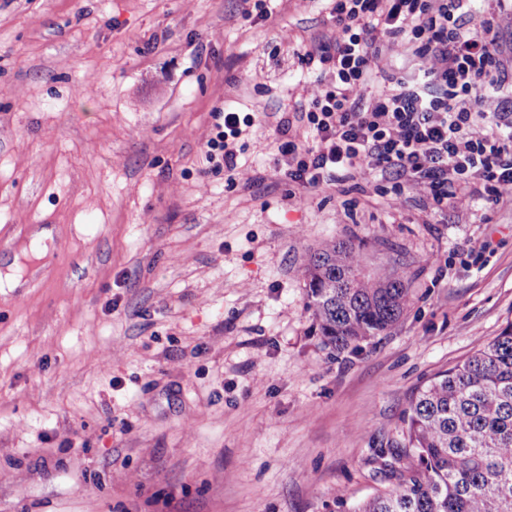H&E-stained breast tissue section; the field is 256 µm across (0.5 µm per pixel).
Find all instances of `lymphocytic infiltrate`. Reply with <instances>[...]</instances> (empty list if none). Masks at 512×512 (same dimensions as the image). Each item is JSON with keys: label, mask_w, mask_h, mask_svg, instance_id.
I'll list each match as a JSON object with an SVG mask.
<instances>
[{"label": "lymphocytic infiltrate", "mask_w": 512, "mask_h": 512, "mask_svg": "<svg viewBox=\"0 0 512 512\" xmlns=\"http://www.w3.org/2000/svg\"><path fill=\"white\" fill-rule=\"evenodd\" d=\"M336 35L304 64L331 79L298 107L309 143L280 147L288 181L312 188L371 178L394 197L420 191L431 213L471 199L496 206L512 197V121L486 112L487 94L503 89L492 13L474 0H327ZM422 66L401 76L380 62L395 42ZM370 100L356 98L374 83ZM252 114L228 112L203 145L208 159L237 166L235 144Z\"/></svg>", "instance_id": "obj_1"}]
</instances>
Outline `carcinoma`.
<instances>
[{
    "mask_svg": "<svg viewBox=\"0 0 512 512\" xmlns=\"http://www.w3.org/2000/svg\"><path fill=\"white\" fill-rule=\"evenodd\" d=\"M301 276L313 325L338 353L385 333L410 301L403 275L367 273L352 242L314 251ZM403 423L404 446L392 458L411 464L351 512H512V321L417 389Z\"/></svg>",
    "mask_w": 512,
    "mask_h": 512,
    "instance_id": "carcinoma-1",
    "label": "carcinoma"
}]
</instances>
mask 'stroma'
<instances>
[{"mask_svg":"<svg viewBox=\"0 0 512 512\" xmlns=\"http://www.w3.org/2000/svg\"><path fill=\"white\" fill-rule=\"evenodd\" d=\"M0 0V512H338L388 489L418 387L512 321V201L431 215L288 182L324 0ZM256 114L237 168L203 144ZM53 239L28 258L35 228ZM336 239L411 303L335 353L298 275Z\"/></svg>","mask_w":512,"mask_h":512,"instance_id":"stroma-1","label":"stroma"}]
</instances>
